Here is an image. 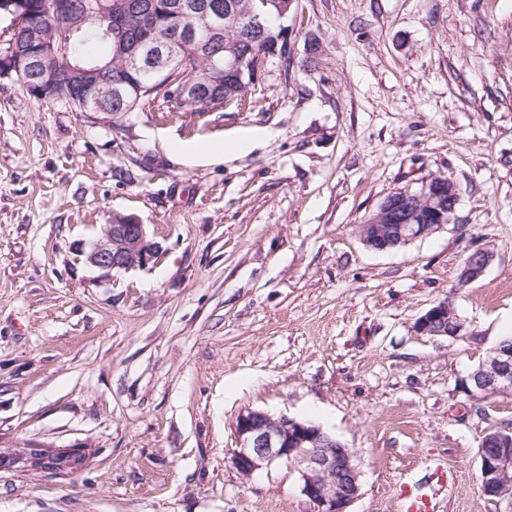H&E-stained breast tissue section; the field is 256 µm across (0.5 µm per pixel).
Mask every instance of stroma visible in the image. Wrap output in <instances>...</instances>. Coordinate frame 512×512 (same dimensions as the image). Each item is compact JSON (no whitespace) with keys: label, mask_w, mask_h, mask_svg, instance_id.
<instances>
[{"label":"stroma","mask_w":512,"mask_h":512,"mask_svg":"<svg viewBox=\"0 0 512 512\" xmlns=\"http://www.w3.org/2000/svg\"><path fill=\"white\" fill-rule=\"evenodd\" d=\"M287 25L291 66L238 106L75 112L0 76V450L90 452L0 469V512H315L286 463L231 464L247 407L356 452L349 512H405L438 468L433 512H512L479 481L512 391L460 386L512 337V0H295ZM432 175L454 222L368 248L360 224ZM116 212L158 251L106 276L80 249ZM445 300L465 337L420 335ZM467 254V259L459 274L458 282L460 285L467 284L482 276L493 257L492 252L486 248H477ZM85 448H49L32 445L18 452H0V469L22 467L25 471L74 474L86 467Z\"/></svg>","instance_id":"obj_1"}]
</instances>
